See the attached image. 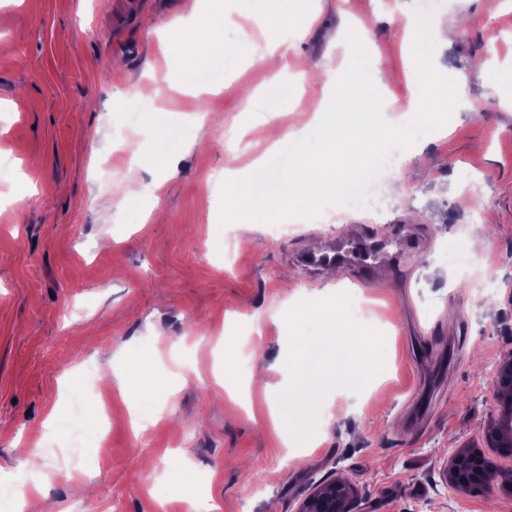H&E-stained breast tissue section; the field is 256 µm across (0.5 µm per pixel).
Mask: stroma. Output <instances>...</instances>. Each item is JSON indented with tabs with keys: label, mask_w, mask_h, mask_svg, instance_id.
Masks as SVG:
<instances>
[{
	"label": "stroma",
	"mask_w": 512,
	"mask_h": 512,
	"mask_svg": "<svg viewBox=\"0 0 512 512\" xmlns=\"http://www.w3.org/2000/svg\"><path fill=\"white\" fill-rule=\"evenodd\" d=\"M306 6L315 20L298 36L267 27L279 0H208L201 21L223 14L215 38L243 49L233 86L210 97L185 89L175 23L189 0H0V484L38 485L42 512H186L184 487L214 512H297L337 477L357 488L351 512H512L500 490L460 494L444 481L452 448L482 445L498 410L494 368L512 352V100L485 75L512 69V0H466L460 13L439 0V27L463 31L434 64L464 87L463 103L447 136L399 160L377 209L326 210L278 236L221 226L225 170L262 156L270 127L285 134L298 114L326 110L349 64L347 28L374 46L385 120L412 109L415 0ZM271 40L278 70L248 54ZM273 84L287 97L269 114ZM132 114L143 138L131 155L117 134ZM132 183L142 193L128 201ZM155 207L164 221H145ZM405 224L417 255L382 263L369 285L340 269L312 287L294 261L337 226L390 236ZM470 273L492 280L493 306ZM341 291L360 322L384 329L386 367L362 391L331 389L300 446L272 423V392L289 376L284 315L297 295ZM139 361L153 367L137 396L99 390L108 437L85 430V462L72 464L60 432L86 366ZM33 447L38 473L22 469Z\"/></svg>",
	"instance_id": "1"
}]
</instances>
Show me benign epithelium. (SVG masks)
I'll use <instances>...</instances> for the list:
<instances>
[{
    "label": "benign epithelium",
    "mask_w": 512,
    "mask_h": 512,
    "mask_svg": "<svg viewBox=\"0 0 512 512\" xmlns=\"http://www.w3.org/2000/svg\"><path fill=\"white\" fill-rule=\"evenodd\" d=\"M500 414L512 415V354L498 364L495 375ZM487 447L496 450L492 458L481 450L462 446L448 458L445 478L463 494L512 485V429L493 418L485 433ZM353 486L342 478L319 484L304 500L299 512H349Z\"/></svg>",
    "instance_id": "obj_1"
}]
</instances>
